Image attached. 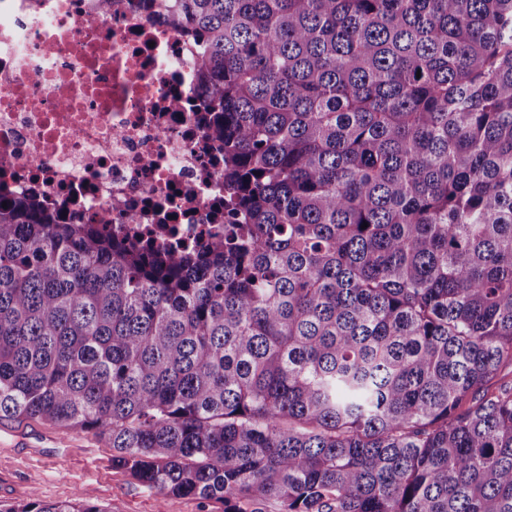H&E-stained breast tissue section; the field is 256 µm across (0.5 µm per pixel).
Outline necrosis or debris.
<instances>
[{"label":"necrosis or debris","instance_id":"obj_1","mask_svg":"<svg viewBox=\"0 0 512 512\" xmlns=\"http://www.w3.org/2000/svg\"><path fill=\"white\" fill-rule=\"evenodd\" d=\"M195 53L148 0H0V194L172 245L223 236Z\"/></svg>","mask_w":512,"mask_h":512}]
</instances>
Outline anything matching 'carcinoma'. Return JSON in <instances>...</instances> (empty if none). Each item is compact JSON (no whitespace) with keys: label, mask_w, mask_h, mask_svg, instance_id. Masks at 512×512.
<instances>
[{"label":"carcinoma","mask_w":512,"mask_h":512,"mask_svg":"<svg viewBox=\"0 0 512 512\" xmlns=\"http://www.w3.org/2000/svg\"><path fill=\"white\" fill-rule=\"evenodd\" d=\"M152 8L198 44L224 237L0 199V419L224 512H512V0Z\"/></svg>","instance_id":"cac0c4a2"}]
</instances>
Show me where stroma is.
<instances>
[{
	"mask_svg": "<svg viewBox=\"0 0 512 512\" xmlns=\"http://www.w3.org/2000/svg\"><path fill=\"white\" fill-rule=\"evenodd\" d=\"M83 497L102 512H224L219 500L158 495L114 466L111 448L95 432L41 419L0 420V503Z\"/></svg>",
	"mask_w": 512,
	"mask_h": 512,
	"instance_id": "stroma-1",
	"label": "stroma"
}]
</instances>
